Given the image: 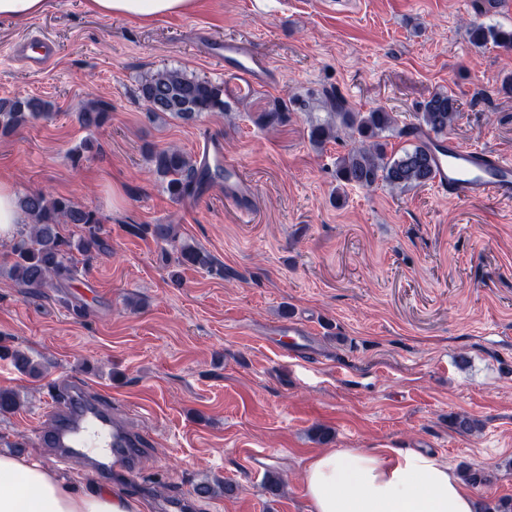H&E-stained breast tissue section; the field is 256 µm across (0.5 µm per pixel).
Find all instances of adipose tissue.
I'll return each mask as SVG.
<instances>
[{
  "label": "adipose tissue",
  "mask_w": 512,
  "mask_h": 512,
  "mask_svg": "<svg viewBox=\"0 0 512 512\" xmlns=\"http://www.w3.org/2000/svg\"><path fill=\"white\" fill-rule=\"evenodd\" d=\"M194 0H86L88 11L138 19L181 14ZM311 512H475V497L447 465L405 449L325 450L304 471ZM122 490L67 478L35 456L0 452V512H144Z\"/></svg>",
  "instance_id": "1"
}]
</instances>
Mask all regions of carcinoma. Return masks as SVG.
Here are the masks:
<instances>
[{
	"label": "carcinoma",
	"instance_id": "cac0c4a2",
	"mask_svg": "<svg viewBox=\"0 0 512 512\" xmlns=\"http://www.w3.org/2000/svg\"><path fill=\"white\" fill-rule=\"evenodd\" d=\"M470 42L476 47L489 43L511 50L512 29L502 26L473 23L468 28ZM138 97L155 118H172L190 123L205 114L226 113L230 104L224 100V86L206 78L189 76L178 68H162L148 74L139 83ZM321 102L327 109V120L309 126V141L322 148L326 143L346 133L351 146L336 158V193L347 187L370 190L379 184L406 189L426 186L433 182L435 159L418 133L425 130L435 135H446L458 113L457 98L449 92H436L421 106L417 123L398 128L391 112L373 109L359 112L351 109L346 100L334 90L322 92ZM310 101L298 96L278 99L273 108L259 121L266 126L281 124L288 114L305 112ZM112 105L96 101L76 114L83 129L90 130L104 125ZM53 115L51 102L35 96L0 99V133L8 135L28 123L48 119ZM411 137L415 142L399 154L387 151L388 134ZM154 173L166 183L171 199L178 201L198 190L202 185L224 177V167L201 166L191 154L175 147L156 150L150 155ZM21 209L31 218V223L21 229L10 249L9 260L0 265V274L23 286L32 293L46 288H61L75 279L77 262L74 253L86 258L107 250L102 237V225L97 213L79 207L64 197L49 198L39 191H30L19 199ZM79 224L84 235L73 242L61 235L60 225ZM177 264L190 265L224 275V267L216 264L205 250L184 244L176 257ZM3 355L11 358L19 370L39 374L43 367L26 353L14 349ZM21 403L20 395L12 390H0V413H10ZM458 432L473 435L481 430L479 420L466 414L453 418Z\"/></svg>",
	"mask_w": 512,
	"mask_h": 512
}]
</instances>
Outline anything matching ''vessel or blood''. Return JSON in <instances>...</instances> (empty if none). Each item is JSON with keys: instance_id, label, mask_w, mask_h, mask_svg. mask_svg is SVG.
Returning <instances> with one entry per match:
<instances>
[{"instance_id": "b4317fda", "label": "vessel or blood", "mask_w": 512, "mask_h": 512, "mask_svg": "<svg viewBox=\"0 0 512 512\" xmlns=\"http://www.w3.org/2000/svg\"><path fill=\"white\" fill-rule=\"evenodd\" d=\"M208 48L213 58L223 61L225 68L251 81L275 79L270 67L233 40H214ZM12 53L22 58L29 70L37 72L55 60L57 48L48 39L40 40L35 46L24 41L15 44ZM429 144L436 159L438 193L460 201L493 198L512 203V158L483 149H465L451 138H433ZM202 159L208 163H223L230 174L224 183V198L227 203L241 206L250 188L236 164L225 159L223 141L209 140ZM49 417L47 442L50 446L76 452L86 448H111L115 451V474H126L133 466L138 455V439L124 432L111 413L101 410L87 398L83 383L72 384L65 400H50Z\"/></svg>"}]
</instances>
